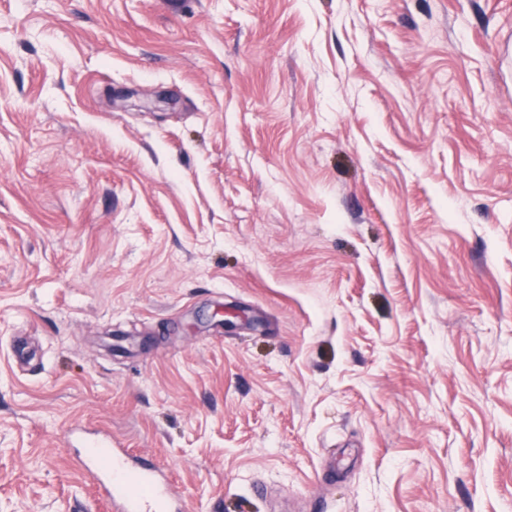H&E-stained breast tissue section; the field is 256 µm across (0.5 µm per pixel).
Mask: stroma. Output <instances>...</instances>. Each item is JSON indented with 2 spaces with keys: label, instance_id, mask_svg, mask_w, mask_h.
Masks as SVG:
<instances>
[{
  "label": "stroma",
  "instance_id": "1",
  "mask_svg": "<svg viewBox=\"0 0 512 512\" xmlns=\"http://www.w3.org/2000/svg\"><path fill=\"white\" fill-rule=\"evenodd\" d=\"M509 43L512 0H0V512H109L73 426L184 512H512Z\"/></svg>",
  "mask_w": 512,
  "mask_h": 512
}]
</instances>
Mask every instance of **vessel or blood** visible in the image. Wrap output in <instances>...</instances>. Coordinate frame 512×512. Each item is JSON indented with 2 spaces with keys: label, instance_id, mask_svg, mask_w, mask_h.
<instances>
[{
  "label": "vessel or blood",
  "instance_id": "vessel-or-blood-1",
  "mask_svg": "<svg viewBox=\"0 0 512 512\" xmlns=\"http://www.w3.org/2000/svg\"><path fill=\"white\" fill-rule=\"evenodd\" d=\"M84 465L112 500V512H171L174 490L165 471L144 458L95 443Z\"/></svg>",
  "mask_w": 512,
  "mask_h": 512
}]
</instances>
